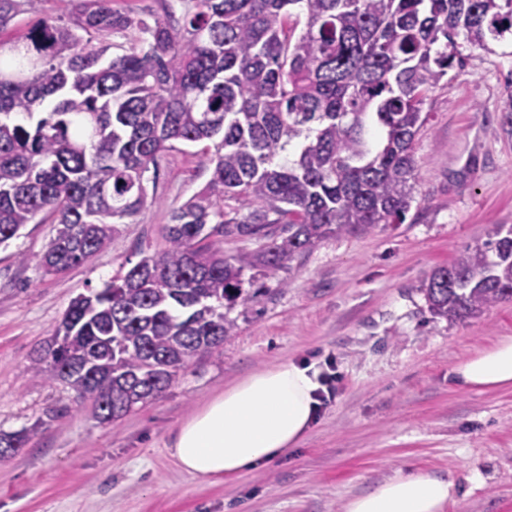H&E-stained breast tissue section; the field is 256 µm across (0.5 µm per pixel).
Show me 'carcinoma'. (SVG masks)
Instances as JSON below:
<instances>
[{
	"instance_id": "1",
	"label": "carcinoma",
	"mask_w": 512,
	"mask_h": 512,
	"mask_svg": "<svg viewBox=\"0 0 512 512\" xmlns=\"http://www.w3.org/2000/svg\"><path fill=\"white\" fill-rule=\"evenodd\" d=\"M184 2L182 19L149 22L84 0L0 52V245L52 220L47 274L112 243L174 144L213 143L212 177L172 211L167 246L74 298L32 361L35 380L91 399L101 423L219 351L246 273L274 278L329 237L404 223L426 99L465 50L512 39V0ZM37 5L0 0V30ZM129 33L127 47L109 42ZM501 112L512 141V85ZM234 235L256 248L211 244ZM420 292L450 321L511 299L512 226L492 225ZM28 439L1 432L0 457Z\"/></svg>"
}]
</instances>
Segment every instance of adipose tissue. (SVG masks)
<instances>
[{
  "mask_svg": "<svg viewBox=\"0 0 512 512\" xmlns=\"http://www.w3.org/2000/svg\"><path fill=\"white\" fill-rule=\"evenodd\" d=\"M451 387L512 388V336L499 337L448 370ZM320 384L310 368L291 361L254 373L211 398L175 429L170 452L189 475L227 481L297 445L317 405ZM460 499L454 477L397 475L349 498L344 512H445Z\"/></svg>",
  "mask_w": 512,
  "mask_h": 512,
  "instance_id": "ef3b65f1",
  "label": "adipose tissue"
}]
</instances>
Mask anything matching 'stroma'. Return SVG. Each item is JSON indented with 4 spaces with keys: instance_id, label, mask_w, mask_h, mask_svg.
<instances>
[{
    "instance_id": "stroma-1",
    "label": "stroma",
    "mask_w": 512,
    "mask_h": 512,
    "mask_svg": "<svg viewBox=\"0 0 512 512\" xmlns=\"http://www.w3.org/2000/svg\"><path fill=\"white\" fill-rule=\"evenodd\" d=\"M77 6L41 0L0 43ZM511 82L512 56L471 52L424 106L405 222L326 239L278 278L256 277L222 352L197 355L159 399L111 424L74 391L35 381L31 360L74 297L164 248L172 208L209 182L211 166L198 146L177 145L139 213L64 273L39 265L52 225H26L1 246L0 432L32 435L0 458V512H343L350 497L416 471L455 472L465 495L448 512H512V390L448 384L450 366L512 336V298L447 321L432 318L419 290L490 225H512V147L499 109ZM287 360L340 378L303 441L231 481L183 472L167 450L171 430L224 388Z\"/></svg>"
}]
</instances>
